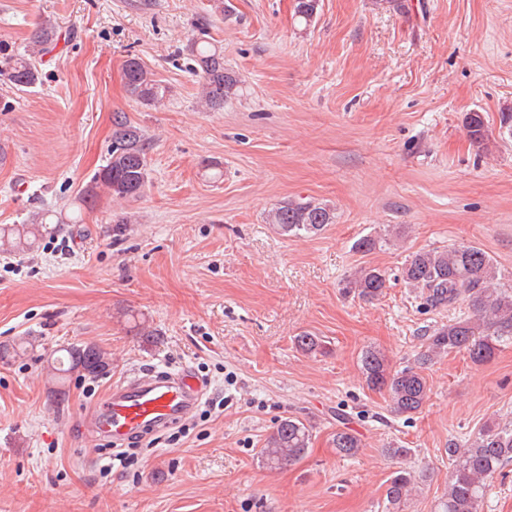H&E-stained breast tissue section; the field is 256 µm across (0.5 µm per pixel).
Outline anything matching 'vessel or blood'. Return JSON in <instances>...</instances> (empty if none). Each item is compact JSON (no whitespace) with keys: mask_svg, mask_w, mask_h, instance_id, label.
<instances>
[{"mask_svg":"<svg viewBox=\"0 0 512 512\" xmlns=\"http://www.w3.org/2000/svg\"><path fill=\"white\" fill-rule=\"evenodd\" d=\"M204 390L187 368L136 376L115 385L87 415L84 427L122 445L183 422L199 405Z\"/></svg>","mask_w":512,"mask_h":512,"instance_id":"vessel-or-blood-1","label":"vessel or blood"}]
</instances>
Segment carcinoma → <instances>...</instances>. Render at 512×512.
Returning <instances> with one entry per match:
<instances>
[{
  "instance_id": "obj_1",
  "label": "carcinoma",
  "mask_w": 512,
  "mask_h": 512,
  "mask_svg": "<svg viewBox=\"0 0 512 512\" xmlns=\"http://www.w3.org/2000/svg\"><path fill=\"white\" fill-rule=\"evenodd\" d=\"M318 6L319 0H294V15L308 24ZM195 29L196 35L186 50L194 62L201 103L210 111H219L224 109L226 100L236 95L240 80L224 67V54L208 41L206 20H197ZM56 38L53 28L40 26L22 52L0 44V82L18 91L42 84L39 60ZM123 77L130 96L146 106L155 107L166 98V88L135 57L125 61ZM112 127V154L107 164L78 194L80 205L87 210L94 209L103 195L116 202L135 200L148 181L149 142L145 134L124 112L112 114ZM463 127L472 145H486L489 130L481 113H466ZM335 218L330 205L302 198L280 203L269 212L270 223L289 237L316 235ZM80 223L79 216L70 219L60 210L47 209L31 214L24 224H0V251H29L40 237L56 232L61 225ZM402 279L418 293L426 308H451L466 301L471 309L470 314H462L428 332L424 338L426 350L401 370L392 369L387 356L375 348L362 353L366 383L387 391L396 412L412 415L422 409L428 398L430 385L424 369L435 357L464 350L473 363L483 364L499 347L512 344V287H501L493 259L476 244L465 242L415 253L403 267ZM386 282L381 270L362 267L347 281L346 289L372 303L383 295ZM126 320L133 335L148 342L157 336L134 313H126ZM295 344L306 354L324 351L322 340L310 332L295 337ZM63 351L65 355L54 358L53 366L61 384L70 373L96 378L106 374L112 365L111 354L94 343L70 344ZM310 440V427L303 420L293 416L281 419L265 440L261 450L263 464L277 470L298 462L307 453ZM332 442L337 453L345 457L355 456L364 447L361 438L346 427L336 430ZM446 451L451 471L448 491L437 512H481L489 478L512 462V421L488 424L463 444L451 440ZM418 480L420 476L407 469L390 478L386 500L393 512H399Z\"/></svg>"
}]
</instances>
